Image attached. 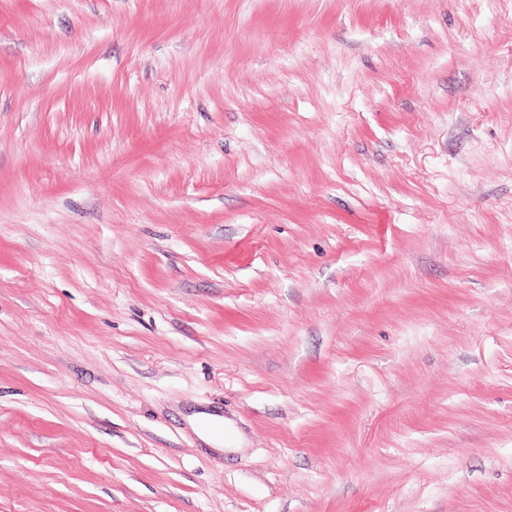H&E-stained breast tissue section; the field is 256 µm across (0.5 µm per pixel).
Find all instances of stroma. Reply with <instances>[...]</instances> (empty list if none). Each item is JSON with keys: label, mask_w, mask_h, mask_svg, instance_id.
Listing matches in <instances>:
<instances>
[{"label": "stroma", "mask_w": 512, "mask_h": 512, "mask_svg": "<svg viewBox=\"0 0 512 512\" xmlns=\"http://www.w3.org/2000/svg\"><path fill=\"white\" fill-rule=\"evenodd\" d=\"M0 512H512V0H0Z\"/></svg>", "instance_id": "stroma-1"}]
</instances>
